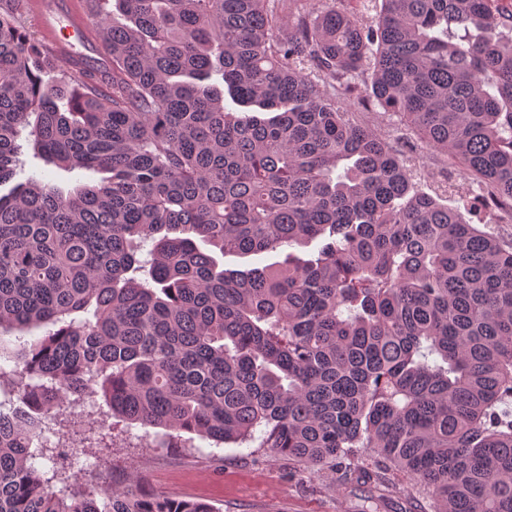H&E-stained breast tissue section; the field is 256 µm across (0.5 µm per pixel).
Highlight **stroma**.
<instances>
[{
    "label": "stroma",
    "mask_w": 512,
    "mask_h": 512,
    "mask_svg": "<svg viewBox=\"0 0 512 512\" xmlns=\"http://www.w3.org/2000/svg\"><path fill=\"white\" fill-rule=\"evenodd\" d=\"M365 80L352 91L340 85H324L326 94L336 97L356 123L365 125L402 151L416 182L430 192L447 181L462 182L463 171L449 169L445 153L426 146L406 128L399 117L365 102ZM451 205L468 211L478 204L470 187L452 191ZM320 241L303 246L281 247L270 252L225 254L228 270H248L283 260L288 254L310 256ZM172 438L160 428L117 423L108 448H72L67 462L71 472L85 478L94 472L96 486L145 495L202 500L217 512H359L370 484H341L334 470L310 471L301 464L259 447L257 442L213 444L194 440L192 446L175 448Z\"/></svg>",
    "instance_id": "obj_1"
}]
</instances>
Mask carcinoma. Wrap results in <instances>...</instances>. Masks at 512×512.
<instances>
[{
	"mask_svg": "<svg viewBox=\"0 0 512 512\" xmlns=\"http://www.w3.org/2000/svg\"><path fill=\"white\" fill-rule=\"evenodd\" d=\"M297 2L86 0L107 55L93 84L49 57L26 0H0V184L25 144L100 175L0 194V377L17 392L0 402V512H215L57 495L72 474L43 434L70 442L66 403L87 393L105 406L89 448L109 447L110 418L182 447L258 438L378 500L389 470L432 512H512V242L419 190L321 89L369 73L372 102L512 222V8L379 0L365 18L331 0L275 38ZM226 90L265 116L225 111ZM198 238L222 254L324 244L228 273Z\"/></svg>",
	"mask_w": 512,
	"mask_h": 512,
	"instance_id": "carcinoma-1",
	"label": "carcinoma"
}]
</instances>
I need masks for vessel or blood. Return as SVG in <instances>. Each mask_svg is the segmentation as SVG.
<instances>
[{
    "mask_svg": "<svg viewBox=\"0 0 512 512\" xmlns=\"http://www.w3.org/2000/svg\"><path fill=\"white\" fill-rule=\"evenodd\" d=\"M45 48L67 68L84 74L103 60L102 39L83 0H27Z\"/></svg>",
    "mask_w": 512,
    "mask_h": 512,
    "instance_id": "b4317fda",
    "label": "vessel or blood"
}]
</instances>
